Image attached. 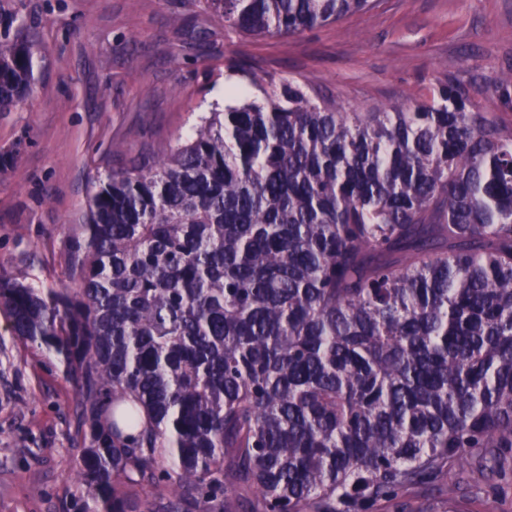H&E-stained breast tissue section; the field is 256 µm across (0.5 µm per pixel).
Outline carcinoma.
<instances>
[{
    "label": "carcinoma",
    "instance_id": "obj_1",
    "mask_svg": "<svg viewBox=\"0 0 512 512\" xmlns=\"http://www.w3.org/2000/svg\"><path fill=\"white\" fill-rule=\"evenodd\" d=\"M293 35L375 0H203ZM33 83L0 37V112ZM112 170L73 288L0 277L78 390L83 512H370L512 448V69L347 112L291 79Z\"/></svg>",
    "mask_w": 512,
    "mask_h": 512
}]
</instances>
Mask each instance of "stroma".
Listing matches in <instances>:
<instances>
[{"instance_id": "stroma-1", "label": "stroma", "mask_w": 512, "mask_h": 512, "mask_svg": "<svg viewBox=\"0 0 512 512\" xmlns=\"http://www.w3.org/2000/svg\"><path fill=\"white\" fill-rule=\"evenodd\" d=\"M34 46L33 91L0 112V276L63 288L62 243L95 183L130 158L190 135L200 113L253 79L296 80L360 112L453 79L474 99L512 69V0H379L294 36L225 27L201 0H0ZM180 17L204 32L181 48ZM128 153L116 156L113 143ZM77 390L45 349L18 345L0 314V512H79L71 474ZM27 452H19L18 444ZM512 452L443 472L377 512H512L491 497Z\"/></svg>"}]
</instances>
